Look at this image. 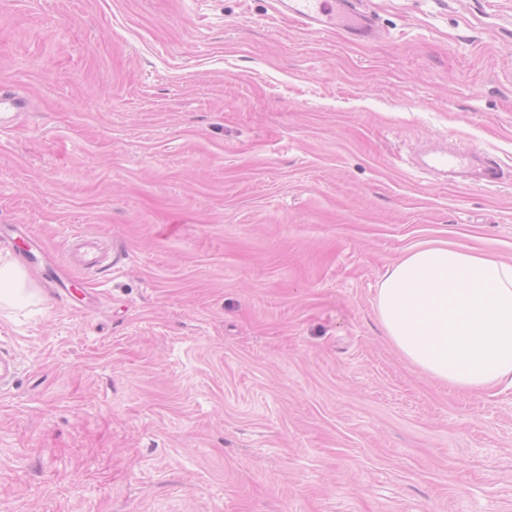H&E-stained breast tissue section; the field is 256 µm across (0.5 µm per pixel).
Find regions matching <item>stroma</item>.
Returning a JSON list of instances; mask_svg holds the SVG:
<instances>
[{"instance_id":"1","label":"stroma","mask_w":512,"mask_h":512,"mask_svg":"<svg viewBox=\"0 0 512 512\" xmlns=\"http://www.w3.org/2000/svg\"><path fill=\"white\" fill-rule=\"evenodd\" d=\"M361 8L369 43L272 0H0V255L41 249L0 310V512H512V388L439 384L376 315L420 242L512 262V0ZM448 145L509 178L415 165Z\"/></svg>"}]
</instances>
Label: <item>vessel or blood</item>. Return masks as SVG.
<instances>
[{
	"label": "vessel or blood",
	"mask_w": 512,
	"mask_h": 512,
	"mask_svg": "<svg viewBox=\"0 0 512 512\" xmlns=\"http://www.w3.org/2000/svg\"><path fill=\"white\" fill-rule=\"evenodd\" d=\"M275 13L288 16L313 33L343 29L359 40H371L377 33L371 16L357 8V0H274ZM430 168L444 173L449 182L474 181L497 185L504 177L500 164L476 150H448L431 156Z\"/></svg>",
	"instance_id": "vessel-or-blood-1"
}]
</instances>
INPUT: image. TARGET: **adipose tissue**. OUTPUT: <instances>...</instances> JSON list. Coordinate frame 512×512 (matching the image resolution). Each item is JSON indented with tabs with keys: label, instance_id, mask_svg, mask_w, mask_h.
I'll list each match as a JSON object with an SVG mask.
<instances>
[{
	"label": "adipose tissue",
	"instance_id": "obj_1",
	"mask_svg": "<svg viewBox=\"0 0 512 512\" xmlns=\"http://www.w3.org/2000/svg\"><path fill=\"white\" fill-rule=\"evenodd\" d=\"M376 311L403 357L449 388L512 387V263L421 243L386 270Z\"/></svg>",
	"mask_w": 512,
	"mask_h": 512
}]
</instances>
